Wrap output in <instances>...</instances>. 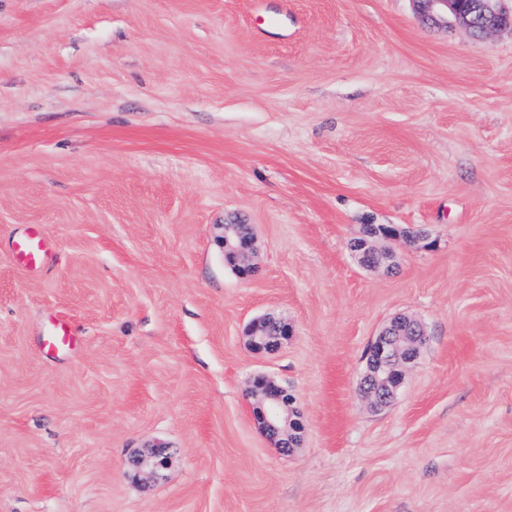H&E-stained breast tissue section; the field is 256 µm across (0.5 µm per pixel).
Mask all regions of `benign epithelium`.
<instances>
[{
  "label": "benign epithelium",
  "mask_w": 512,
  "mask_h": 512,
  "mask_svg": "<svg viewBox=\"0 0 512 512\" xmlns=\"http://www.w3.org/2000/svg\"><path fill=\"white\" fill-rule=\"evenodd\" d=\"M421 5L424 18L441 23L453 18L455 21L480 33L512 27V11L500 5V0H416ZM386 226H370L367 237L355 241L351 249L361 264L375 266L372 260L374 249L372 238H388ZM288 325L268 317L252 326L249 332L250 346L258 352L274 350L288 338ZM426 331L423 325L407 316L394 318L371 341L367 351L366 373L361 390L376 407L388 404L403 383L404 368L414 361L424 342ZM251 392L259 398L257 418L264 432L274 440L277 449L290 453L300 441L304 425L294 407L295 398L288 388L278 385L264 376L252 380Z\"/></svg>",
  "instance_id": "obj_1"
}]
</instances>
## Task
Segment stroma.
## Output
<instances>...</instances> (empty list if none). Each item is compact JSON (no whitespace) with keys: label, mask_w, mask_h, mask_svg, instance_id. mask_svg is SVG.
I'll list each match as a JSON object with an SVG mask.
<instances>
[{"label":"stroma","mask_w":512,"mask_h":512,"mask_svg":"<svg viewBox=\"0 0 512 512\" xmlns=\"http://www.w3.org/2000/svg\"><path fill=\"white\" fill-rule=\"evenodd\" d=\"M369 224L400 230L392 270L352 251ZM400 314L426 341L373 408ZM55 316L76 349H43ZM268 316L292 334L258 354ZM257 375L296 398L290 454ZM0 512H512V29L413 0H0ZM53 241L40 224H32L25 234L14 242L17 261L29 272H35L48 265L52 258ZM423 325L407 316L395 317L371 341L361 390L375 407L388 404L403 383L404 368L424 342ZM251 392L260 401L257 418L262 429L274 440L279 451L290 453L298 445L304 428L302 418L293 406V394L264 376L252 380Z\"/></svg>","instance_id":"1"}]
</instances>
